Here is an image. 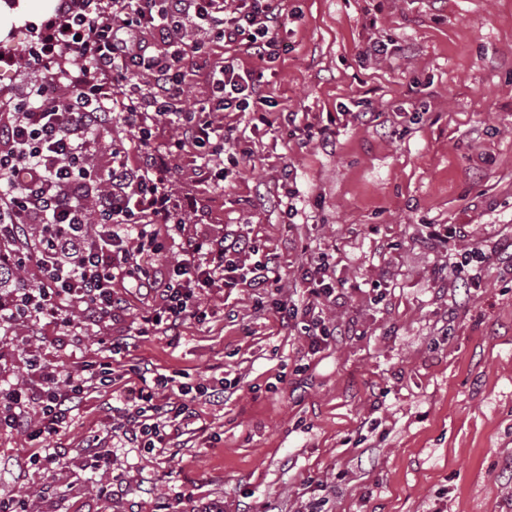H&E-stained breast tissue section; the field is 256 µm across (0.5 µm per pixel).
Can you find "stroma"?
Returning <instances> with one entry per match:
<instances>
[{
  "label": "stroma",
  "instance_id": "obj_1",
  "mask_svg": "<svg viewBox=\"0 0 512 512\" xmlns=\"http://www.w3.org/2000/svg\"><path fill=\"white\" fill-rule=\"evenodd\" d=\"M58 0H0V99L28 81L19 59ZM280 58L261 68L276 103L268 124L226 112L250 157L223 176L178 160L174 187L189 235L235 230L274 255L280 285L213 289L206 320L140 335L155 304L127 283L109 329L116 351L86 331L67 355L54 326L0 334V377L26 385L24 351L73 372L112 365V384L89 388L49 447L70 451L50 473L28 468L24 433L0 432V465L29 512H181L178 495L222 512H512V0H287ZM386 40L388 55L364 51ZM366 100L367 122L340 116ZM327 124L328 143L289 136L283 119ZM291 177H284V170ZM296 216H289V207ZM432 224H467L442 243ZM491 244L480 288L460 287L452 264ZM326 256L344 285L327 319L348 328L307 353L298 328L274 311L302 297L299 269ZM386 287L375 301L374 285ZM181 383L226 386L197 398L196 417L167 448L146 452L119 428L131 366ZM98 437L110 469L87 466ZM317 486H308V479ZM110 485L109 494L98 489Z\"/></svg>",
  "mask_w": 512,
  "mask_h": 512
}]
</instances>
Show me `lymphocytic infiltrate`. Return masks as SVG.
I'll return each mask as SVG.
<instances>
[{"label":"lymphocytic infiltrate","instance_id":"f902f5d3","mask_svg":"<svg viewBox=\"0 0 512 512\" xmlns=\"http://www.w3.org/2000/svg\"><path fill=\"white\" fill-rule=\"evenodd\" d=\"M288 21L285 0H59L57 13L21 59L35 73L13 104L0 108V264L24 269L36 262L33 288L14 287L0 296V326L45 321L61 328V345L72 339V313L102 329L98 344L111 346L104 331L121 302L113 285L131 281L158 294L142 317L145 330L171 331L206 319V291L246 284L264 288L280 282L273 260L239 234L181 238L182 205L170 179L174 160L191 156L200 169L220 160L231 129L219 112H246L267 103L252 71L217 56L215 47H241L260 60L278 56V31ZM204 70L207 98L183 106L191 72ZM176 119L177 136L157 147L162 122ZM128 129L111 144L107 158L93 151L113 123ZM179 239V257L165 275L145 266L143 254H162ZM254 257L241 265L240 255ZM299 279L306 304L276 301L282 324L303 319L309 354H318L336 329L324 316L342 292L322 258L311 259ZM28 363L33 387L0 384V430H24L33 449L31 466L51 472L67 464L62 448L45 447L48 437L70 422L88 381H110L108 364L90 376ZM165 376L135 369L122 397V434L134 447L163 443L169 419L193 418L187 398L160 404ZM40 419L29 423L30 406Z\"/></svg>","mask_w":512,"mask_h":512}]
</instances>
